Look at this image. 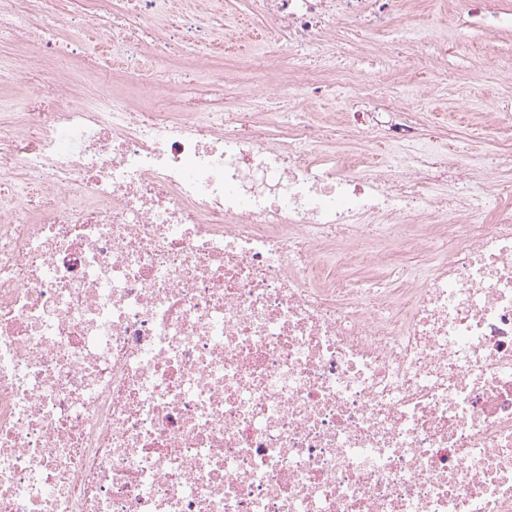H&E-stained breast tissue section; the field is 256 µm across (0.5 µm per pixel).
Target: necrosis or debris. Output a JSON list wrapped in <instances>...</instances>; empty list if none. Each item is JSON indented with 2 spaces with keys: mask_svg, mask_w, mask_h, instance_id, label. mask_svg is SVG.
<instances>
[{
  "mask_svg": "<svg viewBox=\"0 0 512 512\" xmlns=\"http://www.w3.org/2000/svg\"><path fill=\"white\" fill-rule=\"evenodd\" d=\"M0 0V32L40 35L42 67L0 65V512H512V195L492 170L363 105L327 122L355 62L249 91L173 94L153 26L235 54L188 0ZM512 30L500 0H427ZM288 35L399 28L411 0H254ZM73 48L107 60L73 98ZM129 74L137 100L115 93ZM297 105L284 126L269 99ZM421 254L417 268L397 255ZM382 279L349 277L365 262ZM357 101L359 99L353 98L350 92L343 97V94L340 95L336 88L331 86L327 91L326 99L314 106V112L319 113L320 116L335 115L337 119L339 112H346Z\"/></svg>",
  "mask_w": 512,
  "mask_h": 512,
  "instance_id": "obj_1",
  "label": "necrosis or debris"
}]
</instances>
